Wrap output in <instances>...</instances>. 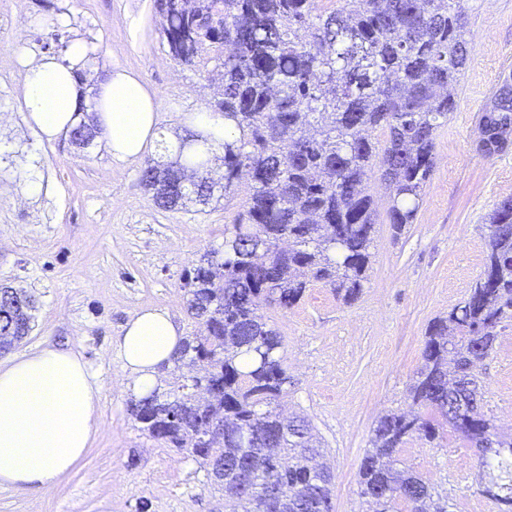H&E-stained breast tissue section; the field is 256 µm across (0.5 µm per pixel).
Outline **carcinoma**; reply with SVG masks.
<instances>
[{
    "label": "carcinoma",
    "mask_w": 512,
    "mask_h": 512,
    "mask_svg": "<svg viewBox=\"0 0 512 512\" xmlns=\"http://www.w3.org/2000/svg\"><path fill=\"white\" fill-rule=\"evenodd\" d=\"M155 0L171 59L192 67L224 114L222 181L207 167L213 148H194L187 164L147 163L140 182L155 205H207L215 193L251 178L245 210L224 230V246L185 273L186 306L201 332L186 338L167 389L131 401L149 437L185 451L224 490V512H331L325 452L304 416L277 411L292 376L284 340L261 310H288L320 283L346 303L368 279L375 209L373 169L390 192L394 233L414 223L434 169L438 128L456 107L473 58L468 18L458 0ZM512 126V73L481 112L482 155L504 152L497 129ZM102 135L75 126L84 143ZM488 255L468 297L429 326L423 363L409 387L411 408L375 422L359 464V496L369 512H449L448 497L399 457L411 438H440L421 409L438 413L474 449L478 493L512 512V435L478 410L474 368L512 322V196L484 224ZM288 242V250L281 243ZM35 298L0 287V354L31 330ZM224 432H208L210 420ZM277 484L288 501L270 498Z\"/></svg>",
    "instance_id": "obj_1"
}]
</instances>
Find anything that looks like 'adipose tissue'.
<instances>
[{
	"label": "adipose tissue",
	"instance_id": "adipose-tissue-1",
	"mask_svg": "<svg viewBox=\"0 0 512 512\" xmlns=\"http://www.w3.org/2000/svg\"><path fill=\"white\" fill-rule=\"evenodd\" d=\"M92 63L87 45L70 43L64 58L25 62L23 102L28 123L52 143L79 120L77 74ZM96 120L113 158L154 150L159 104L139 75L107 73L93 99ZM183 340L169 313L144 309L117 341L138 395L151 393L158 371ZM101 432L100 387L78 354L47 346L0 362V485L48 490L84 458Z\"/></svg>",
	"mask_w": 512,
	"mask_h": 512
}]
</instances>
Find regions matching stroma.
I'll return each instance as SVG.
<instances>
[{"instance_id": "1", "label": "stroma", "mask_w": 512, "mask_h": 512, "mask_svg": "<svg viewBox=\"0 0 512 512\" xmlns=\"http://www.w3.org/2000/svg\"><path fill=\"white\" fill-rule=\"evenodd\" d=\"M463 11L474 61L437 132L414 224L395 235L386 221L389 193L371 181L376 236L359 299L347 305L317 285L295 308L263 311L284 338L294 379L282 408L306 416L327 452L332 512H359L358 467L372 427L385 412L407 410L427 329L483 271V224L512 196V148L490 159L476 151L478 116L512 73V0H469ZM60 16L64 31L88 45L95 72L141 76L159 104V131L185 129L212 94L169 56L154 0H0V283L37 299L17 349L76 352L101 387V433L78 466L45 492L0 486V512H224L222 491L192 457L138 430L116 344L145 308L166 310L183 335L198 332L183 273L223 244L248 191L164 211L139 181L144 159H113L101 137L83 149L66 137L41 142L24 119L22 60L40 57ZM481 371L487 407L510 434L512 421L501 414L512 411V326ZM401 456L447 489L453 512H497L478 494L476 455L457 434L411 440Z\"/></svg>"}]
</instances>
